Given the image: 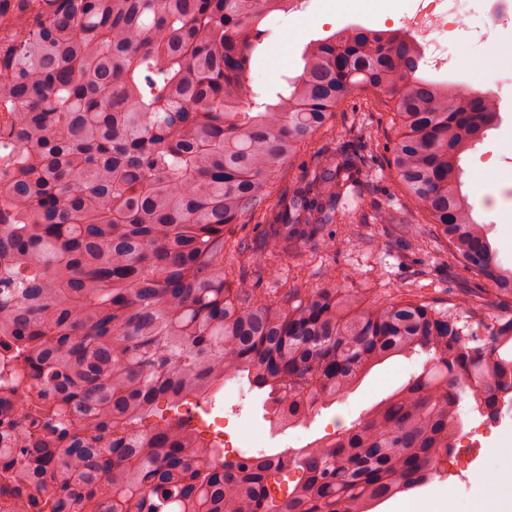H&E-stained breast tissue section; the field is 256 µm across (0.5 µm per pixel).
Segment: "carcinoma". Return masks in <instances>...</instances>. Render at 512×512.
<instances>
[{
	"label": "carcinoma",
	"instance_id": "obj_1",
	"mask_svg": "<svg viewBox=\"0 0 512 512\" xmlns=\"http://www.w3.org/2000/svg\"><path fill=\"white\" fill-rule=\"evenodd\" d=\"M299 5L0 0V512H372L439 476L466 394L487 421L512 402L510 310L476 295L445 307L421 284L369 301L331 268L319 286L259 287L333 224H396L512 300V268L461 192L494 98L425 75L410 34L356 25L258 92L265 23ZM367 91L395 112L403 188L372 216L348 200L377 133L353 112L336 153L315 139ZM307 144L312 175L272 196ZM246 223L259 254L224 240ZM415 356L365 417L301 448L229 457L182 413L245 381L282 431ZM290 470L300 481L273 494Z\"/></svg>",
	"mask_w": 512,
	"mask_h": 512
}]
</instances>
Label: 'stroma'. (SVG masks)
Returning <instances> with one entry per match:
<instances>
[{"label": "stroma", "mask_w": 512, "mask_h": 512, "mask_svg": "<svg viewBox=\"0 0 512 512\" xmlns=\"http://www.w3.org/2000/svg\"><path fill=\"white\" fill-rule=\"evenodd\" d=\"M393 8H381L374 13L343 11L336 0H305L303 10L291 12L270 23V32L262 36L252 57L253 78L268 88L278 87L284 75L296 74L303 61L305 45L325 38L343 27L359 25L382 30L392 20L412 8L414 0H396ZM462 24L454 40L446 45L449 66L441 70V77L470 79L479 91H490L501 80L499 72L481 69L484 61L495 60L492 48L501 38L491 34L483 39H471L470 33L480 28V15L471 11L470 0H460ZM351 112L360 113L381 141L393 142L397 124L393 112L373 94L348 100L336 117L337 125L347 122ZM501 120L487 131L485 138L462 154V191L474 208L478 222L485 227L493 246L501 251L506 267H512V198L505 191L512 189V100L499 106ZM390 153L379 155L373 172L363 180L357 203L366 211H374L401 195V187L390 169ZM496 199L494 209L483 206L485 198ZM337 272L336 285L357 288L373 297L383 296L388 289L413 283L426 284L430 298L437 303H448L466 288L480 287V280L462 269L438 265L432 257L411 254L402 246L397 230L389 224H368L361 239L340 245L338 250L326 248L321 242H307L300 255L285 257L279 271L289 283H320L326 267ZM354 271V278H345V271ZM419 359H395L375 368L360 386L345 400L320 409L304 424L283 432L269 428L268 407L265 398L249 390L247 384L226 383L205 414L200 429L207 438L223 437L225 430H258L264 435L263 449L274 452L283 448H299L334 430L335 420L351 424L362 417L374 404L385 399L403 384L419 367ZM488 464V451L468 448L457 460L442 464V475L416 489L411 501L421 502L437 489L449 492L453 502L475 506L482 502L487 490L478 480Z\"/></svg>", "instance_id": "obj_1"}]
</instances>
